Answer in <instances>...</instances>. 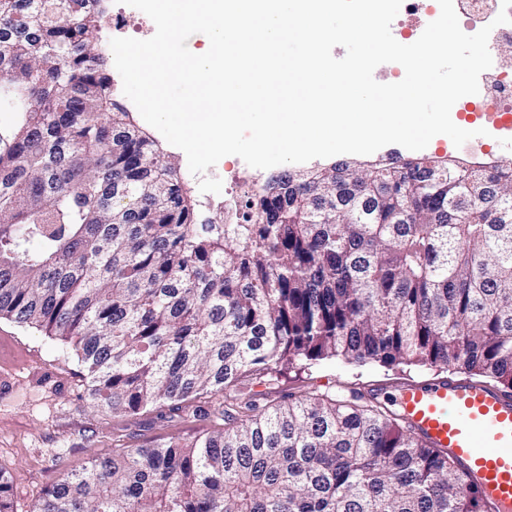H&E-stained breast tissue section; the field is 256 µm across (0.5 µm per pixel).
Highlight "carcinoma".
<instances>
[{
  "label": "carcinoma",
  "mask_w": 512,
  "mask_h": 512,
  "mask_svg": "<svg viewBox=\"0 0 512 512\" xmlns=\"http://www.w3.org/2000/svg\"><path fill=\"white\" fill-rule=\"evenodd\" d=\"M103 0H0V318L68 345L102 412L224 404L119 448L32 512H488L455 461L363 400L275 406L300 362L453 369L512 390V164L290 170L199 224L177 164L112 98ZM37 248H32V245Z\"/></svg>",
  "instance_id": "obj_1"
}]
</instances>
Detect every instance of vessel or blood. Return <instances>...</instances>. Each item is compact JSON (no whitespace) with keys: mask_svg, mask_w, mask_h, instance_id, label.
<instances>
[{"mask_svg":"<svg viewBox=\"0 0 512 512\" xmlns=\"http://www.w3.org/2000/svg\"><path fill=\"white\" fill-rule=\"evenodd\" d=\"M400 407L417 435L455 460L490 512H512V392L448 376L406 384Z\"/></svg>","mask_w":512,"mask_h":512,"instance_id":"1","label":"vessel or blood"}]
</instances>
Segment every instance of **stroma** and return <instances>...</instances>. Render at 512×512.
<instances>
[{
	"label": "stroma",
	"instance_id": "35a3bbf8",
	"mask_svg": "<svg viewBox=\"0 0 512 512\" xmlns=\"http://www.w3.org/2000/svg\"><path fill=\"white\" fill-rule=\"evenodd\" d=\"M472 150L460 152L444 135L435 136L425 156L454 159L467 165L512 162V139L498 131L471 140ZM180 169L193 198L211 195L209 205L198 206L200 221L223 223L224 176L255 188L267 182V173L229 155L200 176L188 169L185 153L163 144ZM84 372L74 355L41 332L0 318V470L11 482L14 512H31L37 500L67 472L81 470L91 457L111 455L115 447L189 440L206 434L222 421L216 415L177 412L159 405L125 417L105 413L87 399ZM435 370L399 365L358 366L339 360L311 364L301 372L275 378L272 385L247 380L245 394H259L261 403L321 394H348L356 389L374 397L397 392L405 383L437 379Z\"/></svg>",
	"mask_w": 512,
	"mask_h": 512
}]
</instances>
